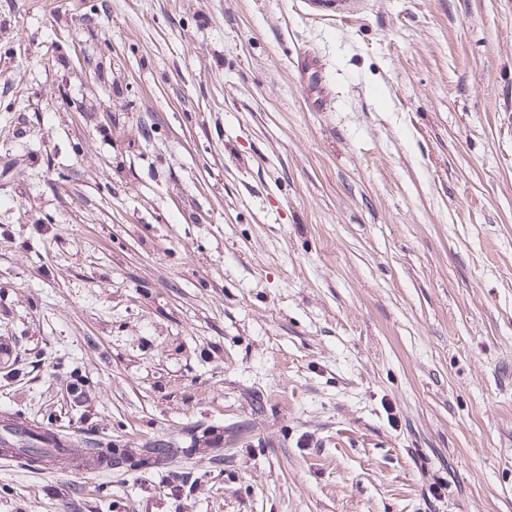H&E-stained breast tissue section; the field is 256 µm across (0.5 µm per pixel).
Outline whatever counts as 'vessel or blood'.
<instances>
[{
    "mask_svg": "<svg viewBox=\"0 0 512 512\" xmlns=\"http://www.w3.org/2000/svg\"><path fill=\"white\" fill-rule=\"evenodd\" d=\"M354 0H308L312 10L338 18L349 15ZM304 98L310 111L327 108L323 94V64L309 52H301L296 61ZM37 459L43 472H53L61 461H70L73 472L84 473L111 470V449L90 453L88 449L74 447L62 433L31 425L23 418L9 415L0 419V459Z\"/></svg>",
    "mask_w": 512,
    "mask_h": 512,
    "instance_id": "1",
    "label": "vessel or blood"
}]
</instances>
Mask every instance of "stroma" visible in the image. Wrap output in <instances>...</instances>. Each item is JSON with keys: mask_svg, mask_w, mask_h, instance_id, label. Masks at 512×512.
<instances>
[{"mask_svg": "<svg viewBox=\"0 0 512 512\" xmlns=\"http://www.w3.org/2000/svg\"><path fill=\"white\" fill-rule=\"evenodd\" d=\"M2 411L183 451L0 512H512V0H0ZM312 10L325 16L341 18L349 15L355 0H307ZM301 87L307 107L313 112L327 109V100L323 94V64L310 52H301L296 61Z\"/></svg>", "mask_w": 512, "mask_h": 512, "instance_id": "stroma-1", "label": "stroma"}]
</instances>
